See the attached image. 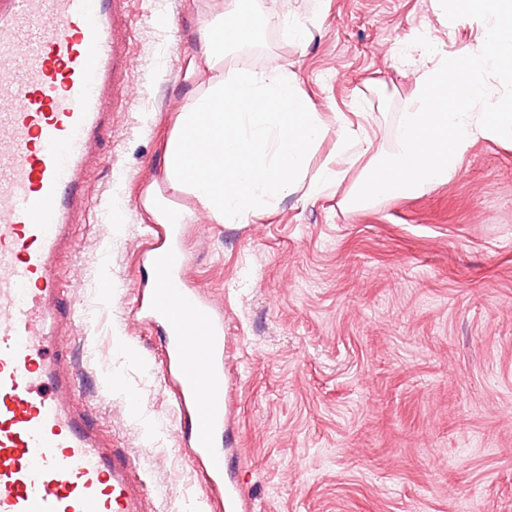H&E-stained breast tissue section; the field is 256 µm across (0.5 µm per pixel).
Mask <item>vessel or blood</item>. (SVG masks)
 Wrapping results in <instances>:
<instances>
[{
  "mask_svg": "<svg viewBox=\"0 0 512 512\" xmlns=\"http://www.w3.org/2000/svg\"><path fill=\"white\" fill-rule=\"evenodd\" d=\"M131 0H0V512H158V492L77 408L63 333L76 295L58 259L88 205L92 149L131 94ZM136 314L163 335L165 387L209 512H237L224 480L232 388L224 308L188 274L179 224L158 223Z\"/></svg>",
  "mask_w": 512,
  "mask_h": 512,
  "instance_id": "obj_1",
  "label": "vessel or blood"
}]
</instances>
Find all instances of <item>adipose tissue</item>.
Returning <instances> with one entry per match:
<instances>
[{
	"mask_svg": "<svg viewBox=\"0 0 512 512\" xmlns=\"http://www.w3.org/2000/svg\"><path fill=\"white\" fill-rule=\"evenodd\" d=\"M260 25L246 14L242 0H226L200 25L187 76H206V87L183 109L167 145L169 190L192 195L218 224L243 219L287 195L304 177L313 147L327 133L292 74L223 73L225 47L252 41ZM212 137L224 141V165L193 176L185 160L186 143ZM368 150L365 129L342 128L336 136V164L324 167L311 194L340 181L342 165Z\"/></svg>",
	"mask_w": 512,
	"mask_h": 512,
	"instance_id": "1",
	"label": "adipose tissue"
}]
</instances>
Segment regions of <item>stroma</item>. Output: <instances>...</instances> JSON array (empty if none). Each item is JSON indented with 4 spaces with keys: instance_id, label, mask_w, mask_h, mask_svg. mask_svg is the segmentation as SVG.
<instances>
[{
    "instance_id": "1",
    "label": "stroma",
    "mask_w": 512,
    "mask_h": 512,
    "mask_svg": "<svg viewBox=\"0 0 512 512\" xmlns=\"http://www.w3.org/2000/svg\"><path fill=\"white\" fill-rule=\"evenodd\" d=\"M209 0H132L135 89L101 143L86 221L59 263L82 326L69 336L87 409L160 490L159 512H201L161 383L157 329L133 322L166 146L189 103L184 77ZM273 14L230 71H286L328 129L308 176L335 161V130L371 127L391 150L426 62L468 54L434 0H249ZM300 20L306 41L289 36ZM433 44L414 46L417 32ZM320 196L295 185L238 223L190 196L192 276L224 305L234 384L226 448L241 512H512V145L478 140L448 182L348 210L361 173Z\"/></svg>"
}]
</instances>
